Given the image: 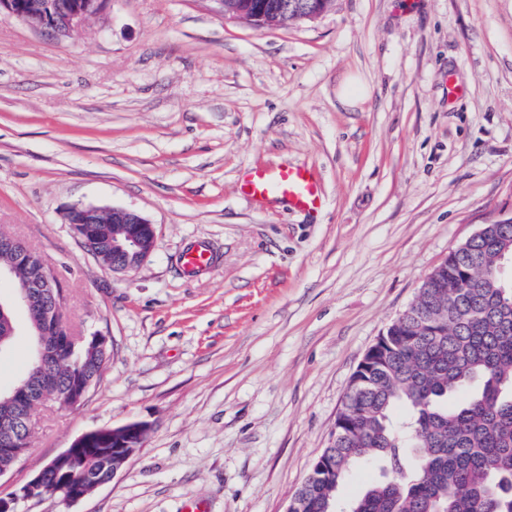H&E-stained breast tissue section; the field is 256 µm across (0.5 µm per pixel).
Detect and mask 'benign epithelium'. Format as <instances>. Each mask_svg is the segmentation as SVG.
<instances>
[{"instance_id": "7a95c632", "label": "benign epithelium", "mask_w": 512, "mask_h": 512, "mask_svg": "<svg viewBox=\"0 0 512 512\" xmlns=\"http://www.w3.org/2000/svg\"><path fill=\"white\" fill-rule=\"evenodd\" d=\"M108 0H0V15L13 16L35 30L56 36H67L77 30L90 18L99 15L105 9ZM224 14L245 18L258 26H268L284 21L312 20L319 17L328 7L330 0H288L281 8L268 10L256 7L252 10L239 9L236 0H218ZM67 223L71 224L78 238L90 252L91 243L80 234L84 224L118 225L112 233V271L126 272L136 268L152 252L155 242L153 225L139 214L123 208H102L75 204L66 212ZM0 253L10 257L7 264L0 265V280L14 279L20 267H30L40 260V256L30 250L18 239L8 236L0 237ZM55 279L50 272H45L37 279H31L20 285L10 300L11 307L30 310L43 308V317L37 325L39 336L36 365H41L67 340L58 338L48 344L45 337L52 335L61 307L58 302L46 300L49 290L55 288ZM91 382L79 379L72 383L66 392L61 406L69 407L79 404L85 397ZM42 391L41 381L33 377L0 395L8 394L13 412L10 418L21 421L28 418L29 408L39 399ZM148 426L142 422H129L123 426L99 429L82 434L70 447L64 449L49 460L41 470L26 484L6 495H0V512H15L16 504L23 500H41L49 495L59 496L64 505H72L86 497L80 475L65 471L63 467L82 448L96 441H106L111 447L103 449L110 460L105 476L98 480L97 486L110 483L122 471L136 449L142 447Z\"/></svg>"}]
</instances>
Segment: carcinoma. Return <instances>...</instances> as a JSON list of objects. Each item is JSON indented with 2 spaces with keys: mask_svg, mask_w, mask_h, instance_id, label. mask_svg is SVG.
I'll list each match as a JSON object with an SVG mask.
<instances>
[{
  "mask_svg": "<svg viewBox=\"0 0 512 512\" xmlns=\"http://www.w3.org/2000/svg\"><path fill=\"white\" fill-rule=\"evenodd\" d=\"M114 230L91 225L109 265ZM504 251L512 253V224L485 225L469 250L449 253L427 277L423 319L387 328L324 449L334 467L298 491L303 512H337L340 485L370 459L384 479L349 512H512V288L496 274ZM462 269L473 287H458ZM106 353L62 352L46 368L51 389L97 379Z\"/></svg>",
  "mask_w": 512,
  "mask_h": 512,
  "instance_id": "obj_1",
  "label": "carcinoma"
}]
</instances>
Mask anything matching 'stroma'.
Listing matches in <instances>:
<instances>
[{
	"mask_svg": "<svg viewBox=\"0 0 512 512\" xmlns=\"http://www.w3.org/2000/svg\"><path fill=\"white\" fill-rule=\"evenodd\" d=\"M359 76L361 109L337 98ZM308 165L326 206L240 191L248 168ZM75 204L156 229L111 272ZM512 215V0H332L256 26L218 0H109L56 38L0 15V232L45 260L74 333L108 338L84 401L34 416L0 478L30 480L82 434L147 423L124 471L81 501L16 512H286L349 382L449 252ZM217 259L186 274L184 249ZM0 387L28 362L25 311Z\"/></svg>",
	"mask_w": 512,
	"mask_h": 512,
	"instance_id": "stroma-1",
	"label": "stroma"
}]
</instances>
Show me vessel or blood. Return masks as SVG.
Wrapping results in <instances>:
<instances>
[{"label": "vessel or blood", "instance_id": "vessel-or-blood-1", "mask_svg": "<svg viewBox=\"0 0 512 512\" xmlns=\"http://www.w3.org/2000/svg\"><path fill=\"white\" fill-rule=\"evenodd\" d=\"M240 188L259 206L284 201L289 208L315 212L325 204L319 175L306 165L247 170ZM213 262V252L204 245L188 248L181 255V265L189 273L207 270Z\"/></svg>", "mask_w": 512, "mask_h": 512}]
</instances>
